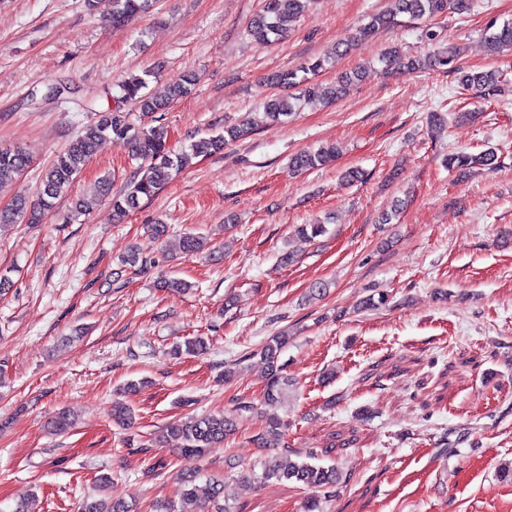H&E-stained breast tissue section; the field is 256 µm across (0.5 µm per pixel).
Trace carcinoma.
<instances>
[{
	"instance_id": "1",
	"label": "carcinoma",
	"mask_w": 512,
	"mask_h": 512,
	"mask_svg": "<svg viewBox=\"0 0 512 512\" xmlns=\"http://www.w3.org/2000/svg\"><path fill=\"white\" fill-rule=\"evenodd\" d=\"M308 0H263L261 13L252 22L249 35L257 42L272 45L288 36L292 23L304 12ZM103 3L107 8L103 18L114 28H121L154 6V0H87L90 8ZM473 0H396L395 10L389 13L378 12L370 15L368 21L359 27L354 35L338 43L336 55L342 56L353 46L367 40L376 30L388 28L397 23V16L406 15L411 20L431 19L449 10L457 14L471 11ZM488 44L494 50H512V22L488 36ZM459 55L457 46L450 44L439 49L429 57H407L400 49L392 47L385 51L379 62L388 71L396 67L420 69L425 66H448L459 75L460 85L476 95L500 91V80L493 72L472 71L455 65ZM333 57H316L306 60L294 70L272 77V83L278 87L297 89L299 94H274L264 105V110L249 114L239 125L224 127V132L201 138L189 148L181 151L172 149L167 140V132L158 113L186 97L195 84V76L188 73L182 82L176 85H156L142 77L128 79L119 85L120 99L136 105L141 116L150 119L154 125L145 127L135 124L127 112H102L98 120L87 124L80 133L59 151L50 166L45 170L36 198L18 196L11 206L0 209V224L42 223L45 214L55 207L56 201L63 196L71 184L82 172L84 166L95 154L98 145L104 140L128 151L129 157L139 166L132 172L123 190L112 192V183L105 178L101 181V195L109 200L112 217L119 220L141 207L143 200L154 197L193 157L212 156L221 153L224 145L267 124L282 122L293 114L296 102L305 100H338L345 96L348 87L358 80L359 72L340 77L336 82L323 85L316 81L319 74L333 65ZM339 150L334 145L321 146L316 150H306L294 155L290 167L299 173L319 167H325L335 161ZM496 160L494 151L487 150L479 154L458 153L448 156V169L467 173L478 166H492ZM30 165L27 154L19 148H0V181L21 175ZM157 287L167 291L182 293L191 288L188 282L171 277H162ZM288 345V335L270 336L257 350L266 364L264 402L273 406L285 398L288 387L292 385L288 378L285 363L281 361L284 348ZM207 344L201 338L187 340L172 349L175 355H201L206 353ZM132 420L128 404L116 400L112 403V421L125 425ZM74 424L67 410L58 411L51 421V430L62 433ZM283 420L274 413L263 415V427L256 442L263 448H279L283 439ZM235 432V421L224 413L205 414L188 419L169 421L154 438L153 444L163 447L170 439L181 442L178 453L185 460H198L209 449L220 448L224 440ZM315 458L308 452L307 460L293 461L290 451L284 450L265 462L262 477L291 481L302 488L314 492L307 502V512H319V500L315 493H332L341 483L336 466L320 465L311 462ZM184 484L181 506L178 512H232L226 503V484L221 479H213L206 484L207 498L217 504L213 511L197 507L200 502L196 476L190 472L182 474ZM80 512H131V506L121 500L110 497L87 496L80 504Z\"/></svg>"
}]
</instances>
